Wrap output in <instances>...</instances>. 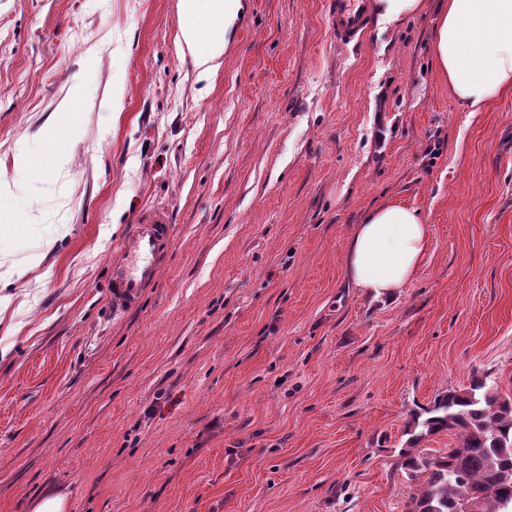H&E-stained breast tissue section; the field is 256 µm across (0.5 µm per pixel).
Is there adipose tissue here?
I'll return each instance as SVG.
<instances>
[{
  "instance_id": "obj_1",
  "label": "adipose tissue",
  "mask_w": 512,
  "mask_h": 512,
  "mask_svg": "<svg viewBox=\"0 0 512 512\" xmlns=\"http://www.w3.org/2000/svg\"><path fill=\"white\" fill-rule=\"evenodd\" d=\"M181 38L202 74L221 65L241 0H179ZM437 69L458 103L470 111L512 92V0H448L433 33ZM419 211L390 205L355 225L345 253L350 284L388 299L414 277L427 249Z\"/></svg>"
}]
</instances>
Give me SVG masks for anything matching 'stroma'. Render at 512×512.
Returning a JSON list of instances; mask_svg holds the SVG:
<instances>
[{
	"instance_id": "obj_1",
	"label": "stroma",
	"mask_w": 512,
	"mask_h": 512,
	"mask_svg": "<svg viewBox=\"0 0 512 512\" xmlns=\"http://www.w3.org/2000/svg\"><path fill=\"white\" fill-rule=\"evenodd\" d=\"M325 2L244 0L206 80L179 0H0V168H49L0 197V512H405L414 413L476 372L512 395V95L457 104L442 0L347 45ZM79 71L77 132L44 139ZM394 203L428 247L381 302L344 257ZM157 204L162 274L114 309L110 253Z\"/></svg>"
}]
</instances>
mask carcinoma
<instances>
[{
  "label": "carcinoma",
  "instance_id": "cac0c4a2",
  "mask_svg": "<svg viewBox=\"0 0 512 512\" xmlns=\"http://www.w3.org/2000/svg\"><path fill=\"white\" fill-rule=\"evenodd\" d=\"M448 431L457 444L435 457L413 448ZM395 465L412 481L407 512H512V398L501 397L487 376L473 374L469 387L435 398L413 417L409 447Z\"/></svg>",
  "mask_w": 512,
  "mask_h": 512
}]
</instances>
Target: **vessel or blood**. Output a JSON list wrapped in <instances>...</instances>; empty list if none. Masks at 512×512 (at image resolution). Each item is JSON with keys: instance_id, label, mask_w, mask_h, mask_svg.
I'll return each mask as SVG.
<instances>
[{"instance_id": "b4317fda", "label": "vessel or blood", "mask_w": 512, "mask_h": 512, "mask_svg": "<svg viewBox=\"0 0 512 512\" xmlns=\"http://www.w3.org/2000/svg\"><path fill=\"white\" fill-rule=\"evenodd\" d=\"M326 10L336 40L359 42L371 25L373 0H327ZM174 227L168 210L143 209L130 224L109 263L108 297L112 306H136L157 281L172 241Z\"/></svg>"}]
</instances>
